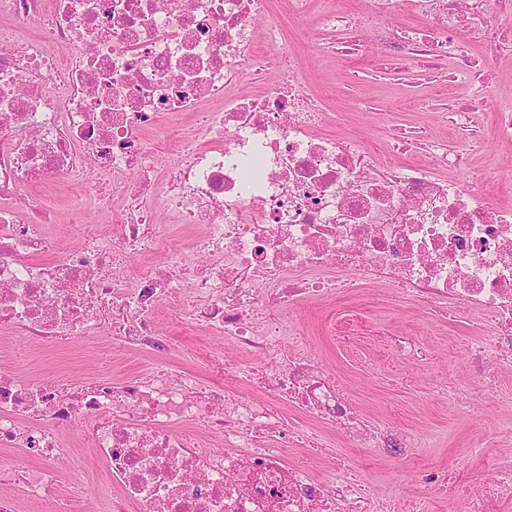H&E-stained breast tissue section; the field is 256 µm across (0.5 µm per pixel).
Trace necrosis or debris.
<instances>
[{
	"label": "necrosis or debris",
	"instance_id": "necrosis-or-debris-1",
	"mask_svg": "<svg viewBox=\"0 0 512 512\" xmlns=\"http://www.w3.org/2000/svg\"><path fill=\"white\" fill-rule=\"evenodd\" d=\"M284 5L313 19L322 53L352 55L367 39L383 79L409 64L437 78L460 145L424 125L390 129L379 152L320 132L323 93L285 31L258 27L272 0H0V332L107 338L159 357L119 378L1 367L0 512H17L10 486L71 512L57 466L76 425L112 485L99 512H422L420 500L370 491L342 459L328 476L309 460L326 454V430L357 448L411 446L286 346L302 334L296 309L364 281L442 315H481L488 336L467 363L485 376L512 364V205L491 201L472 140L481 106L512 145V99L488 94L512 57V0ZM404 10L426 26H390ZM22 21L43 33H20ZM272 70L275 83L236 93ZM161 142L175 151L162 169ZM405 153L411 162L394 166ZM113 200L118 222L90 225L84 247L67 249L60 213L80 221ZM162 303L248 353L212 357L232 388L167 367Z\"/></svg>",
	"mask_w": 512,
	"mask_h": 512
}]
</instances>
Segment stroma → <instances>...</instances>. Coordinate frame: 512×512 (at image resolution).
I'll list each match as a JSON object with an SVG mask.
<instances>
[{"instance_id":"stroma-1","label":"stroma","mask_w":512,"mask_h":512,"mask_svg":"<svg viewBox=\"0 0 512 512\" xmlns=\"http://www.w3.org/2000/svg\"><path fill=\"white\" fill-rule=\"evenodd\" d=\"M303 55L307 73L330 89L326 103L327 120L322 126L329 134H346L380 140L386 118L406 125L426 123L435 132L456 143L436 113L408 106L398 96H387L373 68L370 46L357 55L320 56L311 43L310 30L294 36ZM358 71L362 91L371 101L362 112L353 111L346 77ZM476 133L480 150L478 165L491 173L498 186L497 202L512 204V150L500 145L494 136L490 114L478 118ZM295 317L308 330L303 342L312 354L315 368L333 370L369 419L394 433L416 434L423 442L415 455L400 457L380 448H354L346 439L332 435L330 445L345 449L351 466L370 483L395 474L397 495L421 499L425 512H461L454 494L437 495L426 478L434 466L453 465L467 481L471 494H481L493 475L499 456L512 453V403L504 398L512 392V367L502 370L494 380L471 379L463 360L471 346L485 335L476 316L460 313L441 321L417 302L393 295L380 284L355 295H338L306 304ZM383 327L380 336L372 335L369 325ZM172 345L168 362L174 368L192 370L209 377L208 357L220 350L231 359L239 352L217 336L200 334L179 325H168ZM413 339L422 350L415 362L402 360L390 343V334ZM0 363L37 376L48 377L65 370L75 375L96 371L105 375L130 376L148 368V353L125 354L95 341L29 343L22 336L0 337ZM457 393L460 402L470 401L469 389L478 387L483 395L472 401L470 413L458 405L436 399L439 388ZM69 440L73 455L61 462L58 477L68 487L73 475L85 478V487L73 501L72 512H92L98 503L103 478L91 449L82 447V430L73 427Z\"/></svg>"}]
</instances>
